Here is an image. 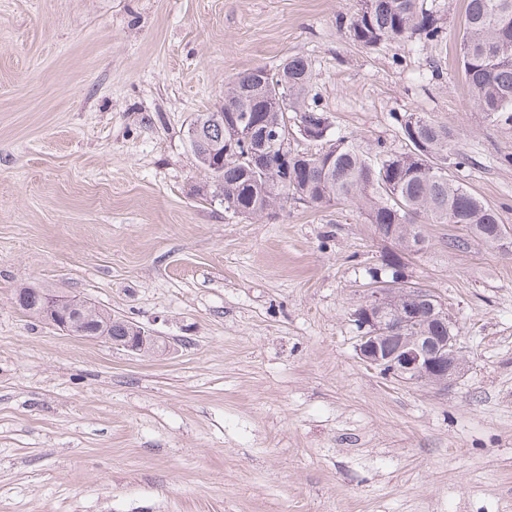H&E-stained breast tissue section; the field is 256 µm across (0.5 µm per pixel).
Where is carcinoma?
<instances>
[{"label": "carcinoma", "instance_id": "1", "mask_svg": "<svg viewBox=\"0 0 512 512\" xmlns=\"http://www.w3.org/2000/svg\"><path fill=\"white\" fill-rule=\"evenodd\" d=\"M460 61L474 107L496 127L512 129V0H465ZM350 39L364 48L391 40L439 41V18L424 0H355L346 20ZM312 62L289 57L271 72L256 67L224 86V129L216 111L196 114L191 125L202 141L191 147L212 182L203 192L223 197L224 211L238 217L270 215L290 200L317 207L351 202L368 223L403 248L418 242L417 219L458 224L471 236L496 242L498 213L453 179L464 164L454 134L420 112L395 116L406 150L384 145L370 152L344 136H333L327 112L309 102ZM317 150L285 144L286 120ZM248 123V141L234 138V124ZM224 147V165L212 168V149Z\"/></svg>", "mask_w": 512, "mask_h": 512}]
</instances>
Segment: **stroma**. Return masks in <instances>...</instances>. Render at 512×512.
Masks as SVG:
<instances>
[{
  "mask_svg": "<svg viewBox=\"0 0 512 512\" xmlns=\"http://www.w3.org/2000/svg\"><path fill=\"white\" fill-rule=\"evenodd\" d=\"M443 41L354 43L352 0H0V512H512V237L403 274L456 321L465 371L409 387L359 361L350 314L394 244L352 203L250 219L198 189L188 127L224 85L311 60L333 132L400 152L424 112L512 229V132L469 100L463 0ZM165 336L67 335L20 286Z\"/></svg>",
  "mask_w": 512,
  "mask_h": 512,
  "instance_id": "obj_1",
  "label": "stroma"
}]
</instances>
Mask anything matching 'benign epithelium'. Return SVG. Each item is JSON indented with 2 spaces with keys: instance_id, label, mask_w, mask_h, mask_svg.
Segmentation results:
<instances>
[{
  "instance_id": "benign-epithelium-1",
  "label": "benign epithelium",
  "mask_w": 512,
  "mask_h": 512,
  "mask_svg": "<svg viewBox=\"0 0 512 512\" xmlns=\"http://www.w3.org/2000/svg\"><path fill=\"white\" fill-rule=\"evenodd\" d=\"M37 313L59 330L83 339H98L108 320L91 323L85 312L89 301L79 295H59L35 290ZM357 330L356 351L361 363L408 386L428 385L438 389L460 377L464 357L454 334L455 322L442 300L429 288L377 275L364 288L362 300L351 313ZM424 321L448 327V333L429 335ZM165 341L157 332L135 325L117 348L135 354H150Z\"/></svg>"
}]
</instances>
